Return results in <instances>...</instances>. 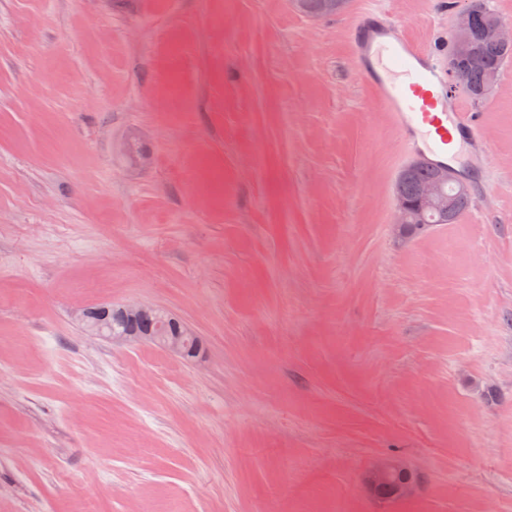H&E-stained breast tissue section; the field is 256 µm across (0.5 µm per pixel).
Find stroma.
Listing matches in <instances>:
<instances>
[{"label":"stroma","mask_w":512,"mask_h":512,"mask_svg":"<svg viewBox=\"0 0 512 512\" xmlns=\"http://www.w3.org/2000/svg\"><path fill=\"white\" fill-rule=\"evenodd\" d=\"M456 5L0 0V512H512V63L469 209L404 240L350 56L374 6L447 68ZM133 302L201 357L75 319ZM325 1L326 0H291V3L300 13L313 19L335 15L343 3L341 0H328L327 3L329 7L336 9L334 14H328L325 12ZM415 483L416 478L410 467L402 460L391 457L376 460L363 476L368 493L381 501L410 495Z\"/></svg>","instance_id":"obj_1"}]
</instances>
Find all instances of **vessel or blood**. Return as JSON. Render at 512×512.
<instances>
[{"instance_id": "obj_1", "label": "vessel or blood", "mask_w": 512, "mask_h": 512, "mask_svg": "<svg viewBox=\"0 0 512 512\" xmlns=\"http://www.w3.org/2000/svg\"><path fill=\"white\" fill-rule=\"evenodd\" d=\"M350 44L364 83L391 112L410 151L448 161L474 148L472 115L461 102L449 100L446 78L430 49L410 41L398 24L369 7L357 14Z\"/></svg>"}]
</instances>
